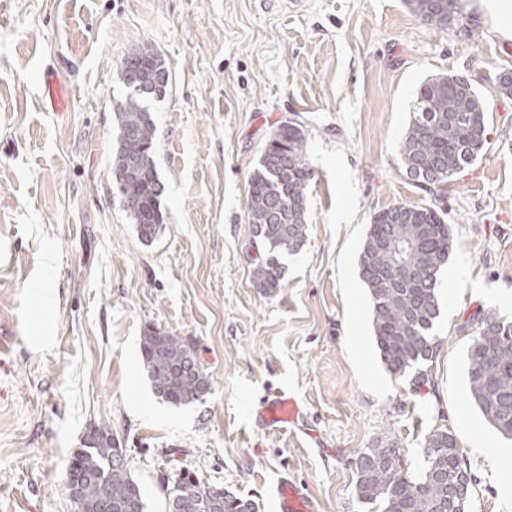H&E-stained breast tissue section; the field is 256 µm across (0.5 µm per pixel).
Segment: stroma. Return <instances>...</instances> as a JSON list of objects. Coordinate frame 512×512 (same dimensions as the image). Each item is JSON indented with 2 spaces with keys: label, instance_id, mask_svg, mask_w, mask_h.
<instances>
[{
  "label": "stroma",
  "instance_id": "35a3bbf8",
  "mask_svg": "<svg viewBox=\"0 0 512 512\" xmlns=\"http://www.w3.org/2000/svg\"><path fill=\"white\" fill-rule=\"evenodd\" d=\"M488 0H463L468 30L425 24L404 0H0V512H72L66 483L90 429L106 422L144 489L168 512L182 467L277 512L292 479L315 512H380L355 494L361 449L390 440L418 474L424 438L448 427L474 475L469 512H512V441L468 394L471 332L512 319V32ZM169 71L153 103L164 185L159 237L142 242L112 183L119 72L134 50ZM53 68L67 111L32 74ZM465 76L484 99L486 150L442 200L417 188L398 146L419 86ZM299 122L308 189L305 245L281 290L252 282L246 199L272 131ZM441 203L453 248L430 383L389 372L358 276L367 226L398 203ZM192 338L210 381L201 401L157 397L146 326ZM295 397L307 433L262 429L269 391Z\"/></svg>",
  "mask_w": 512,
  "mask_h": 512
}]
</instances>
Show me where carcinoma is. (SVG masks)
<instances>
[{"mask_svg": "<svg viewBox=\"0 0 512 512\" xmlns=\"http://www.w3.org/2000/svg\"><path fill=\"white\" fill-rule=\"evenodd\" d=\"M460 0H406L411 12L440 29L459 27ZM458 75H441L418 88L412 119L399 152L406 176L425 192L442 196L448 183L473 165L487 144L485 106L471 84L459 88ZM120 81L127 90L113 105L118 129L112 179L139 239H157L164 222L162 182L154 159L155 126L147 102L165 92L169 72L143 47L125 58ZM306 138L294 121L272 132L250 179L248 223L256 262L253 284L272 295L283 287L281 257L306 242L308 187ZM446 211L438 204L396 203L372 217L359 256V276L372 303L373 335L385 367L402 375L437 357L432 334L440 315L439 276L448 263L453 238ZM478 326L467 351L469 396L486 421L512 439V322L494 314L459 327ZM141 355L154 393L174 406L200 400L209 389L195 344L155 327L144 331ZM112 427L97 425L74 456L69 474L77 487L79 512H144V492L128 464L116 461ZM471 471L456 438L446 426L425 439L421 471H403L401 449L393 444L366 448L355 460L357 497L378 503L382 512H467L468 503L451 495L460 471ZM169 512H256V506L196 472L182 470L173 481Z\"/></svg>", "mask_w": 512, "mask_h": 512, "instance_id": "carcinoma-1", "label": "carcinoma"}]
</instances>
